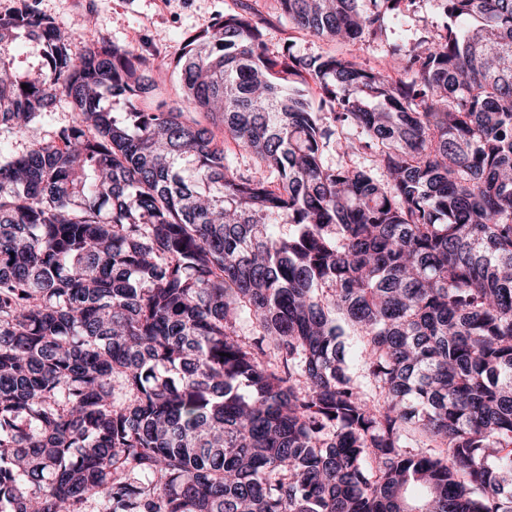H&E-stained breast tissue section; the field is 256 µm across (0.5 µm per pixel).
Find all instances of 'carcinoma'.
I'll use <instances>...</instances> for the list:
<instances>
[{
  "instance_id": "cac0c4a2",
  "label": "carcinoma",
  "mask_w": 512,
  "mask_h": 512,
  "mask_svg": "<svg viewBox=\"0 0 512 512\" xmlns=\"http://www.w3.org/2000/svg\"><path fill=\"white\" fill-rule=\"evenodd\" d=\"M421 2L277 0L389 70L227 14L168 112L137 50L0 13V512H512V0ZM423 20V21H422ZM447 19L443 16L434 12V10L430 7L429 2L422 4V9L420 12L414 17V20L410 21L409 29H411L410 34L415 33L423 28L433 29L438 27H442L444 22ZM13 67L22 74L38 70L42 65L39 48L25 38H21L10 58ZM70 119V109L64 98H61L59 99V102L57 103V106L52 115L49 118L44 119L43 122L39 125L41 135L47 139L53 137L57 129H59L61 126L67 125Z\"/></svg>"
}]
</instances>
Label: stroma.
Returning <instances> with one entry per match:
<instances>
[{"label":"stroma","instance_id":"1","mask_svg":"<svg viewBox=\"0 0 512 512\" xmlns=\"http://www.w3.org/2000/svg\"><path fill=\"white\" fill-rule=\"evenodd\" d=\"M25 1L71 34L73 51H82L102 38L143 49L156 65L167 70L161 98L171 106L181 101L176 62L187 38L210 27L225 13L240 11L245 3L262 18L271 52L290 42L306 54L332 51L356 57L370 67L387 65L379 45L359 41L330 44L292 28L273 0H0V13Z\"/></svg>","mask_w":512,"mask_h":512}]
</instances>
